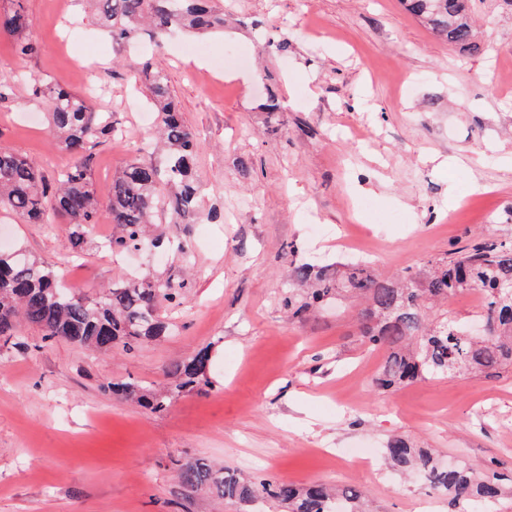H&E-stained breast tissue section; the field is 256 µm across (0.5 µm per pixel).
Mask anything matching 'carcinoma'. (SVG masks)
Returning <instances> with one entry per match:
<instances>
[{
	"instance_id": "carcinoma-1",
	"label": "carcinoma",
	"mask_w": 512,
	"mask_h": 512,
	"mask_svg": "<svg viewBox=\"0 0 512 512\" xmlns=\"http://www.w3.org/2000/svg\"><path fill=\"white\" fill-rule=\"evenodd\" d=\"M101 27L115 45L147 43L160 48L178 34L224 30V10L214 0H95ZM406 12L448 44L480 51L470 19V0H401ZM32 21L21 0L0 12V35L12 37L14 54L28 60L38 52L29 37ZM136 79L150 92L157 113L159 161L131 159L112 179L101 198L92 179L91 144L112 140L119 130L111 115L96 112L82 95L63 85L38 80L32 96L47 100L49 131L73 155V162L54 181L33 163L0 146V210L29 224L50 226L63 217L72 228L74 246L85 229L107 211L119 232L109 248L132 251L151 240L154 220L172 218L188 224L218 221L215 212L203 213L202 182L195 172V134L170 96L166 76L145 60L133 66ZM185 285L169 280L143 283L115 281L96 298L70 290L53 267L30 259L21 250L0 249V342L14 343L24 325L35 327L42 339L63 340L98 352L115 346L129 350L142 342L168 335L162 309L183 304ZM478 291L484 307L479 333L448 316V297ZM345 297L359 298L358 336L368 351L387 350L375 387L392 391L428 375L450 378L497 377L512 370V242L487 240L427 262L420 280L393 275L380 278L368 262L346 264L336 277L315 264L293 263L288 290L281 304L288 316L301 320L313 309ZM212 355L207 347L173 362L167 369L172 384L155 390L132 379L112 383L106 390L132 398L145 409L162 414L186 391H204L210 384ZM391 470L418 476L433 491L448 498L450 512L461 503L496 505L512 494V470L495 468L478 473L460 462L438 463L426 448L395 436L384 448ZM185 487L213 490L226 499L251 502L275 500L287 512H373L365 493L343 485L313 483L299 486L267 479H251L197 461L180 468Z\"/></svg>"
}]
</instances>
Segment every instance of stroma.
<instances>
[{"mask_svg":"<svg viewBox=\"0 0 512 512\" xmlns=\"http://www.w3.org/2000/svg\"><path fill=\"white\" fill-rule=\"evenodd\" d=\"M213 53L235 45L250 67L208 75L183 38L153 50L196 136V167L217 224H169L167 248L129 256L105 247L110 214L72 257L69 226L55 230L1 212L12 247L95 297L120 279L189 280L166 313L172 332L134 350L93 352L42 341L0 347V512H249L248 505L179 479V464L263 472L274 481L327 482L367 492L379 512H415L429 488L392 472L344 465L345 448H384L394 435L483 471L512 465V373L469 380L430 376L392 392L373 385L385 354L364 351L356 308L297 321L280 305L291 261L368 257L381 277H415L427 261L485 238L512 240V0H475L481 53L435 37L400 0H223ZM39 51L18 63L0 36V145L47 176L70 156L33 99L49 79L122 127L98 144L95 187L107 195L123 164L145 154L153 129L129 62L135 48L100 33L90 0H24ZM284 34V53L259 36ZM274 90L277 121L258 89ZM297 245L298 254L288 251ZM211 347L213 386L162 414L105 393L134 377L168 385L174 361Z\"/></svg>","mask_w":512,"mask_h":512,"instance_id":"1","label":"stroma"}]
</instances>
